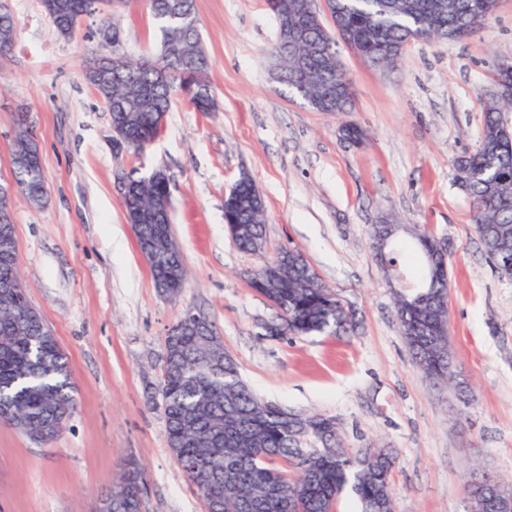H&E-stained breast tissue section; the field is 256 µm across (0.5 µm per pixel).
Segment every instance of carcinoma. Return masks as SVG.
<instances>
[{"mask_svg": "<svg viewBox=\"0 0 512 512\" xmlns=\"http://www.w3.org/2000/svg\"><path fill=\"white\" fill-rule=\"evenodd\" d=\"M94 0H41L45 16L57 32L71 35L77 16L94 17ZM417 0H333L336 21L347 29L354 49L372 65L398 67L402 55H392L411 31H424L436 39L446 31L474 19L473 0H448V11L423 14ZM281 27L295 28L305 43L278 59V80L315 112L351 110L349 82L338 69L334 39L316 11L293 12L296 0H268ZM160 23V53L141 61L119 54L117 29H112V61L125 70L99 85L91 75L107 67L96 59L84 70L110 112L112 128L142 152L157 137L173 101L185 84L195 92L188 103L200 112L214 107L207 80L209 54L199 34L193 0H149ZM15 26L0 14V56L11 52ZM512 98L489 99L484 107L481 140L477 149L455 161V179L471 200L472 223L478 240L494 263L512 256V130L504 112ZM15 192L36 206L46 203V177L37 143L29 135L25 113L14 122L10 140ZM129 193L123 201L126 221L137 244L154 253V280L169 295L184 285L185 268L171 232V199L165 173L153 169L129 175ZM224 217L232 223L230 235L243 252L263 255L266 247L265 206L253 181L242 174L237 187L224 197ZM395 226L389 219L370 227L371 245L381 267L403 263L409 245L397 240L391 249L377 248L378 238ZM418 249L428 247L436 256L437 270L428 279L431 288L422 304L400 294L396 316L417 362L430 376L453 380L457 367L448 345L436 343L435 324L449 323L448 271L442 247L425 231L414 233ZM16 243L0 240V284L17 279ZM251 287L275 310L282 324L281 337L353 331L354 314L341 301L329 300L332 290L296 249H284L249 274ZM31 308L26 289L18 285L8 299H0V398L15 411L8 425L36 444L48 446L59 433L56 424L73 409V389L66 356L53 331L42 319L29 324L25 336L11 327V312ZM166 423L167 443L175 461L197 488L206 512H337L341 495L348 491L363 512H394L389 484L393 456L386 448L356 455L336 442V421L323 415L282 417L281 407L261 400L243 380L238 364L224 351L212 323L203 313L196 321L177 324L166 338L157 385ZM144 470L135 459L121 467L113 487L130 499L141 493Z\"/></svg>", "mask_w": 512, "mask_h": 512, "instance_id": "1", "label": "carcinoma"}]
</instances>
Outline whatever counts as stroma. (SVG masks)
Returning <instances> with one entry per match:
<instances>
[{"label": "stroma", "mask_w": 512, "mask_h": 512, "mask_svg": "<svg viewBox=\"0 0 512 512\" xmlns=\"http://www.w3.org/2000/svg\"><path fill=\"white\" fill-rule=\"evenodd\" d=\"M194 4L215 109L176 100L139 158L115 146L110 114L83 79L105 44L100 19L64 38L40 0H0L16 28L0 58V183L11 177L14 119L26 113L49 199L12 198L21 277L66 355L75 403L47 447L0 424V512H97L131 457L144 468L143 512H204L169 451L155 392L166 336L190 307L261 398L335 417L349 452L394 449L395 512H468L464 484L482 469L512 486V278L481 248L454 179L455 159L480 141L491 74L512 59V0H497L459 40L410 41L390 72L336 41L353 92L338 115L312 111L276 81L266 0ZM112 14L121 53L157 52L147 0H117ZM348 124L363 143L344 139ZM156 167L170 181L187 270L175 298L155 285L119 184ZM244 173L264 200L268 256L300 250L354 311L353 334L262 335L274 311L246 276L257 260L224 222V196ZM385 217L427 229L447 255L449 342L464 390L427 376L406 343L368 236Z\"/></svg>", "instance_id": "35a3bbf8"}]
</instances>
